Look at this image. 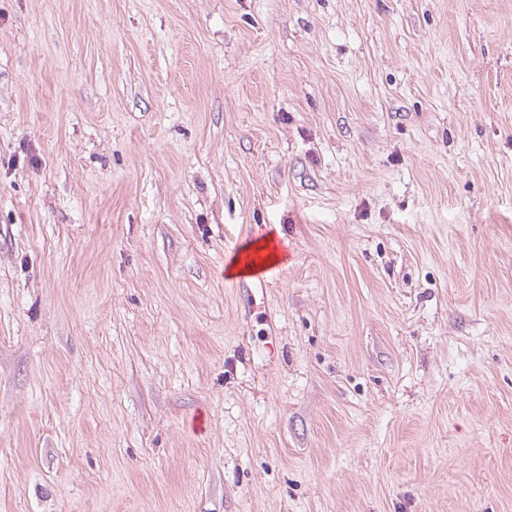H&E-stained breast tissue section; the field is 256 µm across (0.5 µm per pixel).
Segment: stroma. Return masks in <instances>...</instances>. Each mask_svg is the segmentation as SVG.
Instances as JSON below:
<instances>
[{"instance_id": "stroma-1", "label": "stroma", "mask_w": 512, "mask_h": 512, "mask_svg": "<svg viewBox=\"0 0 512 512\" xmlns=\"http://www.w3.org/2000/svg\"><path fill=\"white\" fill-rule=\"evenodd\" d=\"M0 512H512V0H0ZM284 254L276 244L274 233L249 243L233 258L228 266L230 275L252 274L264 269L267 262H280Z\"/></svg>"}]
</instances>
